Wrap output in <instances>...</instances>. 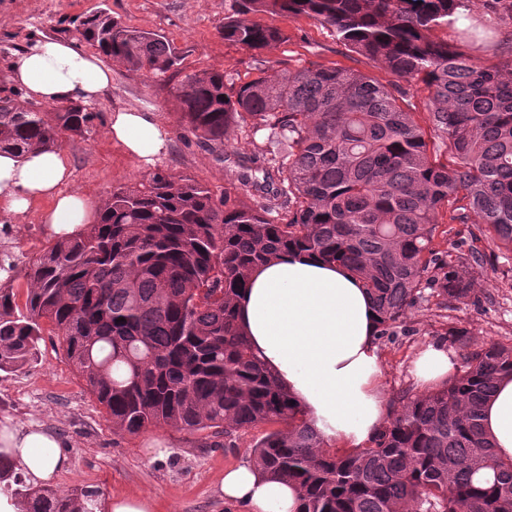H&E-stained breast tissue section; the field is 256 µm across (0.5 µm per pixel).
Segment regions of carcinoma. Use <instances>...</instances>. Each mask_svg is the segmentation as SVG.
<instances>
[{
    "mask_svg": "<svg viewBox=\"0 0 512 512\" xmlns=\"http://www.w3.org/2000/svg\"><path fill=\"white\" fill-rule=\"evenodd\" d=\"M224 40L261 52L287 39L265 16H306L384 67L383 84L338 67L260 70L242 85L218 69L182 74L165 36L96 13L82 38L167 88L180 125L213 152L229 132H266L269 166L253 193L217 199L190 177L156 168L112 189L97 218L32 261L24 308L0 287V371L36 355L44 325L105 409L114 431L167 426L224 435L276 424L253 459L296 485L301 512H512V460L495 457L483 402L512 375V344L462 349L446 381L399 391L380 434L363 448L330 449L241 330L235 302L251 271L290 251L349 269L371 295L380 339L404 326L432 269L446 302L476 297L482 252L460 244L443 260L439 224H481L512 251V55L472 59L435 35L474 0H233ZM427 88L425 129L413 85ZM98 114L70 103L45 109L0 98V152L59 149L87 139ZM443 147L451 163L430 146ZM0 491L24 512H94L100 491L34 487L0 453Z\"/></svg>",
    "mask_w": 512,
    "mask_h": 512,
    "instance_id": "cac0c4a2",
    "label": "carcinoma"
}]
</instances>
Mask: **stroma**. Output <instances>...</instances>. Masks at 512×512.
Here are the masks:
<instances>
[{
  "mask_svg": "<svg viewBox=\"0 0 512 512\" xmlns=\"http://www.w3.org/2000/svg\"><path fill=\"white\" fill-rule=\"evenodd\" d=\"M225 0H0V97L14 92L11 64L35 38L77 41L73 18L107 12L123 24L163 34L182 58L185 72L208 69L226 71L236 83L259 74L260 66L342 67L361 71L380 82L391 73L336 41L331 32L304 16L272 20L287 35L285 42L257 53L225 41ZM462 27L473 28L478 40L463 45L480 61L496 60L512 50V16L477 0ZM135 109L155 113L169 135L167 153L147 163L131 156L107 134L110 113ZM98 117L88 139L65 140L60 148L71 170L68 190L98 204L113 188L130 186L145 174L162 168L206 185L215 196L240 190L231 176L234 160L246 159L253 170L267 164L262 155V136L232 133L216 154L180 129L174 107L165 90L145 82L142 76L116 65L112 86L93 106ZM46 202L33 205L15 219L0 222V250L8 249L20 273L12 286L24 296L26 268L52 242L42 222ZM486 258L476 275L475 302L440 303L423 292L408 320V333L378 342L385 395L417 389L414 362L427 345L439 342L449 327L466 329L472 346L493 342L512 343V253L480 240ZM20 423L51 425L64 445L72 466L59 487L87 485L101 498L141 495L152 498L156 512H248L224 501L217 487L226 469L251 458L253 445L269 430L259 424L234 434V447L223 437L187 432L170 427H151L136 435L115 432L104 408L87 390L73 366L57 347L52 332H44L34 361L15 372L0 371V417Z\"/></svg>",
  "mask_w": 512,
  "mask_h": 512,
  "instance_id": "stroma-1",
  "label": "stroma"
}]
</instances>
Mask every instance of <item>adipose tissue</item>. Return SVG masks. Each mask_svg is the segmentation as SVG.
Here are the masks:
<instances>
[{
    "label": "adipose tissue",
    "instance_id": "ef3b65f1",
    "mask_svg": "<svg viewBox=\"0 0 512 512\" xmlns=\"http://www.w3.org/2000/svg\"><path fill=\"white\" fill-rule=\"evenodd\" d=\"M11 79L26 100L89 105L109 89L112 69L72 42L38 39L14 60ZM108 134L148 162L168 145L166 130L151 112H114ZM68 178L59 151L1 153L0 214L21 216L48 199L52 206L44 223L55 235L75 234L91 214L83 196L62 192ZM237 308L253 349L326 441L359 448L381 432L389 409L380 385L378 317L370 294L345 269L307 254L284 256L253 273ZM452 368L440 344L428 345L414 363L416 378L426 385L446 380ZM482 413L497 456L512 459V377L499 381ZM0 453L43 486L56 484L71 467L55 430L44 423L0 420ZM219 492L249 512L300 510L294 486L247 462L225 472Z\"/></svg>",
    "mask_w": 512,
    "mask_h": 512
}]
</instances>
